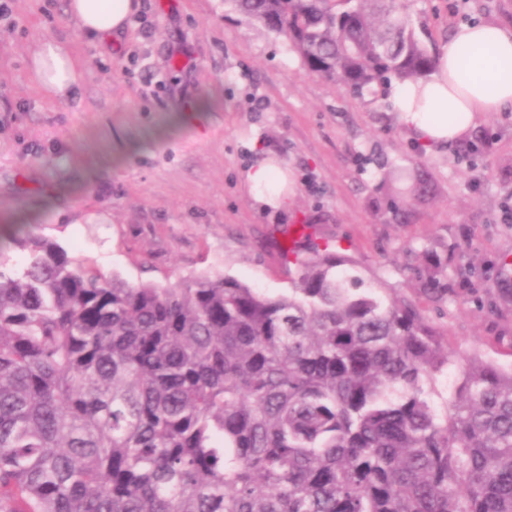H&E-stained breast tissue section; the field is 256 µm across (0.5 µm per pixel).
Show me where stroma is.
Returning <instances> with one entry per match:
<instances>
[{"instance_id": "1", "label": "stroma", "mask_w": 512, "mask_h": 512, "mask_svg": "<svg viewBox=\"0 0 512 512\" xmlns=\"http://www.w3.org/2000/svg\"><path fill=\"white\" fill-rule=\"evenodd\" d=\"M119 41L84 36L65 0H7L0 18V238L33 232L136 285L232 276L284 293L294 226L344 254L365 287L413 305L454 356L512 365V110L448 152L414 143L389 87L356 97L311 73L229 0H140ZM436 51L457 26H512V0H411ZM82 59L66 103L30 72L39 38ZM272 152L296 188L260 211L242 178ZM428 173L409 198L385 174ZM438 290L426 280L435 263Z\"/></svg>"}]
</instances>
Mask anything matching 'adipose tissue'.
Instances as JSON below:
<instances>
[{
    "instance_id": "1",
    "label": "adipose tissue",
    "mask_w": 512,
    "mask_h": 512,
    "mask_svg": "<svg viewBox=\"0 0 512 512\" xmlns=\"http://www.w3.org/2000/svg\"><path fill=\"white\" fill-rule=\"evenodd\" d=\"M137 0H67L66 12L82 32L101 39L123 32ZM428 78L396 86L394 114L422 146L445 151L458 144L486 113L512 109V26L472 23L456 27L440 45ZM31 70L39 90L62 102L80 85L82 66L65 46L37 42ZM244 188L263 209L287 206L290 178L275 156L262 153L245 172Z\"/></svg>"
}]
</instances>
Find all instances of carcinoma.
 <instances>
[{
  "mask_svg": "<svg viewBox=\"0 0 512 512\" xmlns=\"http://www.w3.org/2000/svg\"><path fill=\"white\" fill-rule=\"evenodd\" d=\"M355 96L435 59L405 0H230ZM0 251V512H512V366H458L344 256L132 285L27 233ZM456 374V366L448 365V370L433 375L425 386L427 398L439 411H444L451 400Z\"/></svg>",
  "mask_w": 512,
  "mask_h": 512,
  "instance_id": "cac0c4a2",
  "label": "carcinoma"
}]
</instances>
